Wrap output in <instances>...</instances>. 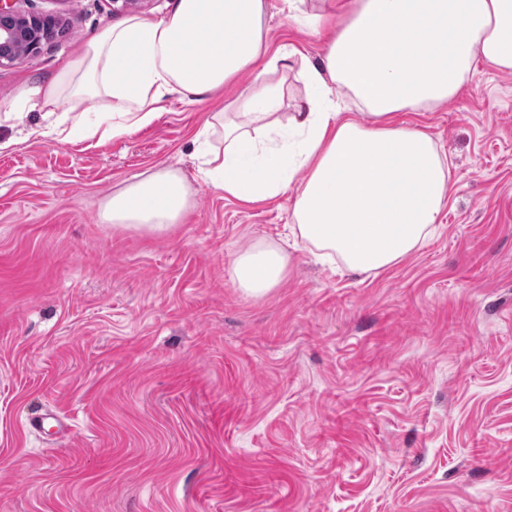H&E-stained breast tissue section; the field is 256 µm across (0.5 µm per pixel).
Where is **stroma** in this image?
Listing matches in <instances>:
<instances>
[{
    "mask_svg": "<svg viewBox=\"0 0 512 512\" xmlns=\"http://www.w3.org/2000/svg\"><path fill=\"white\" fill-rule=\"evenodd\" d=\"M17 7L65 24L0 67V101L124 18L112 0ZM266 22L271 49L324 43L283 0ZM223 106L168 99L106 140L0 119V512H512V73L480 66L448 104L400 115L448 157L434 238L370 276L298 249L261 299L229 265L288 238L290 200L200 179L196 134ZM160 169L189 182L185 223H102Z\"/></svg>",
    "mask_w": 512,
    "mask_h": 512,
    "instance_id": "stroma-1",
    "label": "stroma"
}]
</instances>
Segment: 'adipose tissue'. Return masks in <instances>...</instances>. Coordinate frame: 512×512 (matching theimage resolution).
<instances>
[{
  "instance_id": "obj_1",
  "label": "adipose tissue",
  "mask_w": 512,
  "mask_h": 512,
  "mask_svg": "<svg viewBox=\"0 0 512 512\" xmlns=\"http://www.w3.org/2000/svg\"><path fill=\"white\" fill-rule=\"evenodd\" d=\"M299 26L324 32L321 53L269 50L267 0H178L167 17L131 16L103 29L54 75L23 85L5 113L41 110L62 142L120 137L151 124L169 98L228 99L197 134L202 179L248 202L285 195L293 241L376 275L417 252L440 227L450 170L434 137L402 112H431L479 66L512 73V0H284ZM302 87L286 106L285 82ZM358 109L362 118L350 117ZM194 200L180 173L134 177L104 204V222L152 234L183 222ZM287 247L257 242L229 274L260 298L288 274Z\"/></svg>"
}]
</instances>
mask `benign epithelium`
I'll return each instance as SVG.
<instances>
[{"label": "benign epithelium", "mask_w": 512, "mask_h": 512, "mask_svg": "<svg viewBox=\"0 0 512 512\" xmlns=\"http://www.w3.org/2000/svg\"><path fill=\"white\" fill-rule=\"evenodd\" d=\"M59 25L55 15L22 12L10 0H0V66L39 53L47 31Z\"/></svg>", "instance_id": "benign-epithelium-1"}]
</instances>
